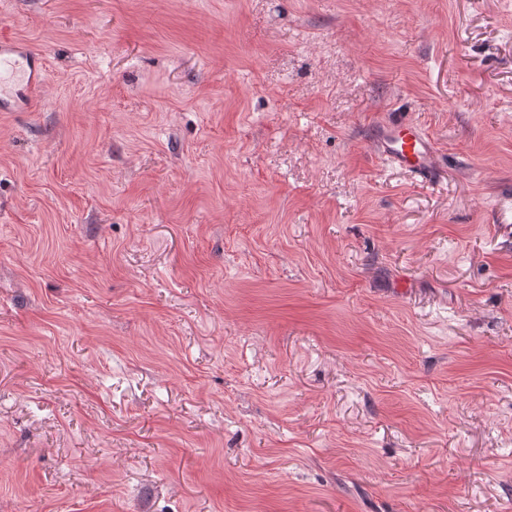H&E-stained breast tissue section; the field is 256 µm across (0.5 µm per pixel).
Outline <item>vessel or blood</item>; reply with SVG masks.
Wrapping results in <instances>:
<instances>
[{
	"label": "vessel or blood",
	"instance_id": "b4317fda",
	"mask_svg": "<svg viewBox=\"0 0 512 512\" xmlns=\"http://www.w3.org/2000/svg\"><path fill=\"white\" fill-rule=\"evenodd\" d=\"M47 77L40 52L0 35V112H27L38 100ZM375 149L379 157L416 176L434 171L435 145L415 125L396 121L384 126Z\"/></svg>",
	"mask_w": 512,
	"mask_h": 512
}]
</instances>
